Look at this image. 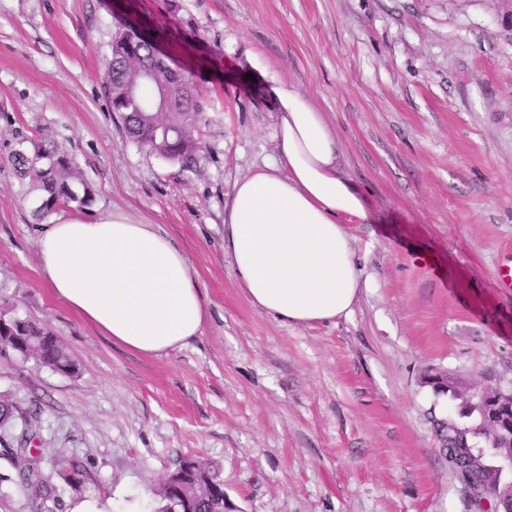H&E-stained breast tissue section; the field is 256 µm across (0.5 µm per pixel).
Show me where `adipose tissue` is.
<instances>
[{"label": "adipose tissue", "mask_w": 512, "mask_h": 512, "mask_svg": "<svg viewBox=\"0 0 512 512\" xmlns=\"http://www.w3.org/2000/svg\"><path fill=\"white\" fill-rule=\"evenodd\" d=\"M278 158L238 180L224 209V251L256 309L284 325L353 311L362 269L347 231L369 199L345 172L338 137L295 83L275 80ZM52 295L113 344L143 355L187 347L208 314L197 273L158 225L115 210L59 217L37 237Z\"/></svg>", "instance_id": "ef3b65f1"}]
</instances>
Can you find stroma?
I'll return each instance as SVG.
<instances>
[{
    "label": "stroma",
    "mask_w": 512,
    "mask_h": 512,
    "mask_svg": "<svg viewBox=\"0 0 512 512\" xmlns=\"http://www.w3.org/2000/svg\"><path fill=\"white\" fill-rule=\"evenodd\" d=\"M189 68L206 103L189 165L139 147L103 77L124 27ZM266 72H255L253 56ZM335 130L371 221L350 227L367 282L350 316L284 325L255 309L224 253L237 180L276 155L272 76ZM51 137L112 209L180 245L209 317L184 349L112 345L47 288L41 195L14 169ZM512 23L499 0H0V315L54 332L64 375L0 361V396L40 405L46 456L84 487L33 496L0 458V512H124L187 456L220 467L240 512H462L431 417L512 388ZM448 379L435 394L433 375Z\"/></svg>",
    "instance_id": "stroma-1"
}]
</instances>
